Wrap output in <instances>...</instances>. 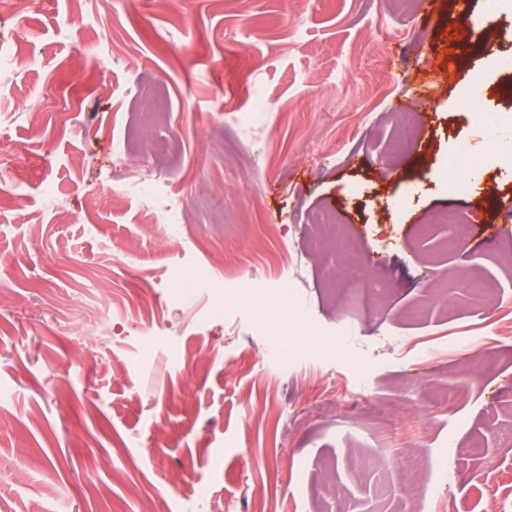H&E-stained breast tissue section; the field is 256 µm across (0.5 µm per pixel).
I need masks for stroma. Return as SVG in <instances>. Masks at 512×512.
Instances as JSON below:
<instances>
[{
    "mask_svg": "<svg viewBox=\"0 0 512 512\" xmlns=\"http://www.w3.org/2000/svg\"><path fill=\"white\" fill-rule=\"evenodd\" d=\"M389 2L36 0L22 46L0 13V191L25 198L0 208V512H512V165L442 179L458 141L494 150L461 85L512 110V8ZM156 87L172 148L128 159ZM188 263L288 280L316 331L283 356L252 304L175 300Z\"/></svg>",
    "mask_w": 512,
    "mask_h": 512,
    "instance_id": "1",
    "label": "stroma"
}]
</instances>
